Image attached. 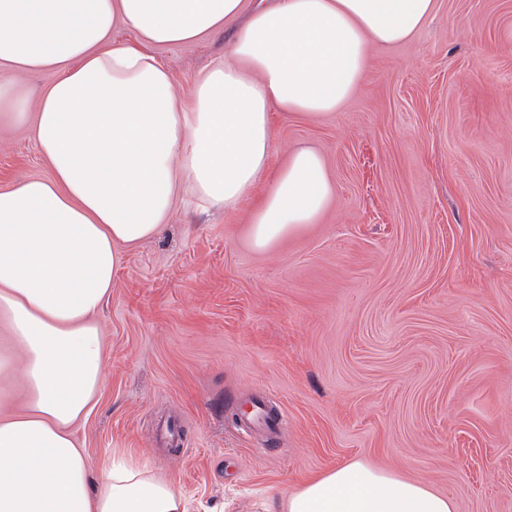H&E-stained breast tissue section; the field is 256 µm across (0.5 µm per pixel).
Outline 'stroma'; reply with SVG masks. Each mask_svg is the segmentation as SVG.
Returning <instances> with one entry per match:
<instances>
[{
	"mask_svg": "<svg viewBox=\"0 0 512 512\" xmlns=\"http://www.w3.org/2000/svg\"><path fill=\"white\" fill-rule=\"evenodd\" d=\"M228 43L153 53L181 96ZM271 127L273 164L323 155L327 208L260 252L250 201L180 203L123 250L76 431L92 473L128 448L194 512H259L358 459L512 512V0H436L411 41L371 47L335 117ZM48 173L31 127L1 125L0 189ZM257 398L277 431L239 424Z\"/></svg>",
	"mask_w": 512,
	"mask_h": 512,
	"instance_id": "1",
	"label": "stroma"
}]
</instances>
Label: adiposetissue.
<instances>
[{
    "mask_svg": "<svg viewBox=\"0 0 512 512\" xmlns=\"http://www.w3.org/2000/svg\"><path fill=\"white\" fill-rule=\"evenodd\" d=\"M436 0H0V73L58 77L29 106L0 81V123L31 124L49 168L0 189V512H188L123 448L91 480L74 430L105 382L96 319L121 248L157 235L185 196L229 208L267 188L249 241L272 248L332 196L323 157L272 166L271 115L323 118L358 89L371 46L411 40ZM139 39L113 42L117 27ZM230 32L177 96L151 49ZM253 197V196H252ZM262 512H456L449 496L349 461Z\"/></svg>",
    "mask_w": 512,
    "mask_h": 512,
    "instance_id": "ef3b65f1",
    "label": "adipose tissue"
}]
</instances>
